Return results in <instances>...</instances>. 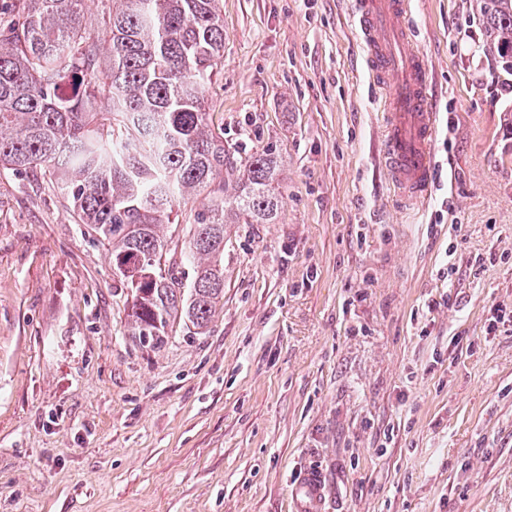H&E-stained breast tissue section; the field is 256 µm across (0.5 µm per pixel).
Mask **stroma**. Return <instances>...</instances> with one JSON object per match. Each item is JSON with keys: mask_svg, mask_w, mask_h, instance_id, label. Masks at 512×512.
<instances>
[{"mask_svg": "<svg viewBox=\"0 0 512 512\" xmlns=\"http://www.w3.org/2000/svg\"><path fill=\"white\" fill-rule=\"evenodd\" d=\"M355 0H221L224 144L282 162L224 304L165 344L43 171L0 174V512H512V75L481 0H409L438 190L399 207ZM296 512H320L323 510V486L317 472H309L293 491Z\"/></svg>", "mask_w": 512, "mask_h": 512, "instance_id": "1", "label": "stroma"}]
</instances>
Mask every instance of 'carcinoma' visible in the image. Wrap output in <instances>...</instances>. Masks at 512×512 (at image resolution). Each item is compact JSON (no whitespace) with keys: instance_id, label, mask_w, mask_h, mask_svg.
Listing matches in <instances>:
<instances>
[{"instance_id":"1","label":"carcinoma","mask_w":512,"mask_h":512,"mask_svg":"<svg viewBox=\"0 0 512 512\" xmlns=\"http://www.w3.org/2000/svg\"><path fill=\"white\" fill-rule=\"evenodd\" d=\"M111 2L94 32L88 0H26L21 19L0 21V171L54 177L131 292L132 335L160 348L178 319L209 324L224 299V225L273 223L280 160L231 150L212 126L220 0ZM483 23L512 72V0H484ZM178 200L200 205L180 251L187 284L162 268Z\"/></svg>"}]
</instances>
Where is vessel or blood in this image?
Returning <instances> with one entry per match:
<instances>
[{
	"label": "vessel or blood",
	"instance_id": "1",
	"mask_svg": "<svg viewBox=\"0 0 512 512\" xmlns=\"http://www.w3.org/2000/svg\"><path fill=\"white\" fill-rule=\"evenodd\" d=\"M407 5L408 0H356L355 14L367 69L382 91L385 169L403 204L430 195L436 139L427 67L404 23ZM293 501L296 512H322L323 486L317 473H307L296 485Z\"/></svg>",
	"mask_w": 512,
	"mask_h": 512
}]
</instances>
